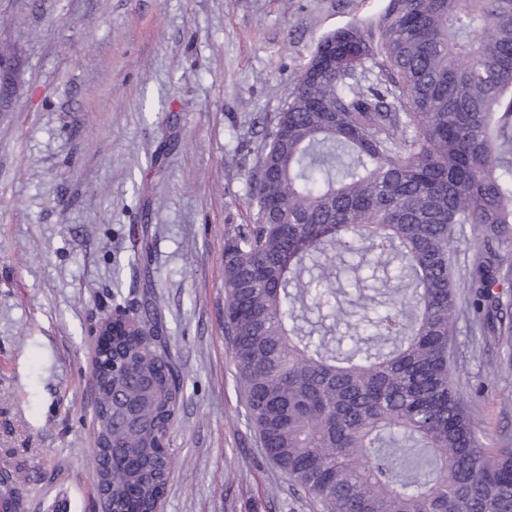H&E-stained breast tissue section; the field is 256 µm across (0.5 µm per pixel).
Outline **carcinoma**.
<instances>
[{
    "label": "carcinoma",
    "instance_id": "obj_1",
    "mask_svg": "<svg viewBox=\"0 0 512 512\" xmlns=\"http://www.w3.org/2000/svg\"><path fill=\"white\" fill-rule=\"evenodd\" d=\"M380 37L355 21L323 37L336 70L306 65L266 129L252 216L224 241V333L265 456L322 512H512V448H488L461 398L449 341L512 335V0H387ZM467 225L478 251L457 272ZM143 280L147 227L132 226ZM355 278L349 334L304 329L308 305L343 313L336 260ZM141 327L156 329L145 291ZM99 427L112 512H151L183 374L161 336H118Z\"/></svg>",
    "mask_w": 512,
    "mask_h": 512
}]
</instances>
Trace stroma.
<instances>
[{
	"label": "stroma",
	"mask_w": 512,
	"mask_h": 512,
	"mask_svg": "<svg viewBox=\"0 0 512 512\" xmlns=\"http://www.w3.org/2000/svg\"><path fill=\"white\" fill-rule=\"evenodd\" d=\"M386 0H0V471L12 512H99L92 348L143 287L184 375L160 512H320L264 455L224 334V239L251 212L263 122L318 40ZM504 339L452 350L490 448L512 445ZM145 224H134L131 229L130 237L134 242L133 255L129 261V267L133 275L143 276V280H149L150 271L144 264L145 257L150 250L147 226Z\"/></svg>",
	"instance_id": "1"
}]
</instances>
